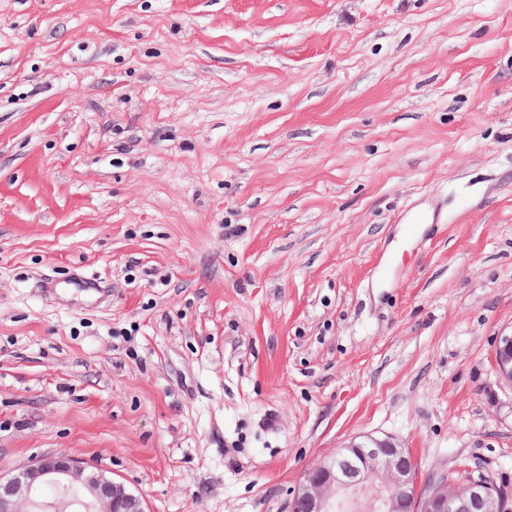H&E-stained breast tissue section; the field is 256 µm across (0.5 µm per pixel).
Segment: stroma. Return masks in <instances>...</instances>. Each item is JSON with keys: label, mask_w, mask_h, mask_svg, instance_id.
<instances>
[{"label": "stroma", "mask_w": 512, "mask_h": 512, "mask_svg": "<svg viewBox=\"0 0 512 512\" xmlns=\"http://www.w3.org/2000/svg\"><path fill=\"white\" fill-rule=\"evenodd\" d=\"M504 331L512 0H0V473L289 512L374 433L512 487ZM493 366L502 380L512 384V333L499 336L493 353Z\"/></svg>", "instance_id": "35a3bbf8"}]
</instances>
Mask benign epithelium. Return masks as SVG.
Segmentation results:
<instances>
[{
  "label": "benign epithelium",
  "instance_id": "7a95c632",
  "mask_svg": "<svg viewBox=\"0 0 512 512\" xmlns=\"http://www.w3.org/2000/svg\"><path fill=\"white\" fill-rule=\"evenodd\" d=\"M493 366L512 384V333L499 336ZM376 477L398 493L397 507L390 512H499L505 497L482 480L457 488L441 481L427 492L408 448L392 436L367 433L351 438L305 473L290 512H331L342 496L353 505L365 497L370 510L378 512ZM44 485L62 489V496L36 504L33 494ZM76 503L88 512H146L141 497L123 483L70 455L43 456L15 474L0 473V512H67Z\"/></svg>",
  "mask_w": 512,
  "mask_h": 512
}]
</instances>
